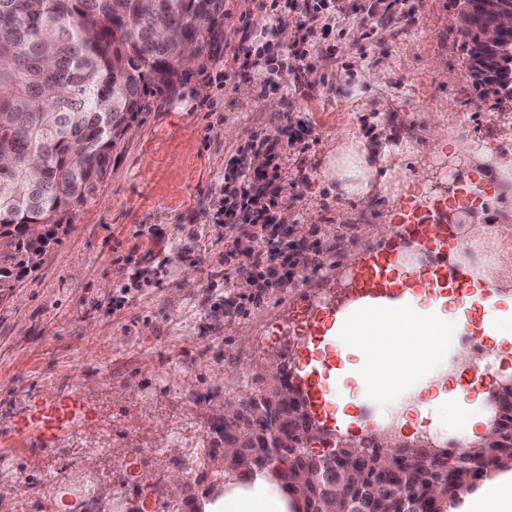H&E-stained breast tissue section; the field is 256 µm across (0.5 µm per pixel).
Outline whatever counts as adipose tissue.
Returning a JSON list of instances; mask_svg holds the SVG:
<instances>
[{
  "mask_svg": "<svg viewBox=\"0 0 512 512\" xmlns=\"http://www.w3.org/2000/svg\"><path fill=\"white\" fill-rule=\"evenodd\" d=\"M408 152L403 141L379 149L350 135L324 174L338 192L363 204L396 187L426 191L425 174L410 177L401 166ZM478 277L491 296L481 292L460 299L407 278L395 298L365 296L337 311L326 332L337 363L327 367L324 383L341 429L362 426L358 408L380 400L398 406L399 427L406 431L444 438L453 429L470 441L489 432L486 394L476 384H459L469 356L464 347L449 346L448 335L477 325L499 359L512 356V268L498 266ZM501 286L506 289L502 295L497 292ZM287 483L282 464L245 480L227 477L223 497L206 505L205 512H301V501L287 492ZM447 512H512V469L491 473L479 487L448 502Z\"/></svg>",
  "mask_w": 512,
  "mask_h": 512,
  "instance_id": "1",
  "label": "adipose tissue"
}]
</instances>
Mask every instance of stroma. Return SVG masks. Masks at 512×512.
<instances>
[{
    "label": "stroma",
    "mask_w": 512,
    "mask_h": 512,
    "mask_svg": "<svg viewBox=\"0 0 512 512\" xmlns=\"http://www.w3.org/2000/svg\"><path fill=\"white\" fill-rule=\"evenodd\" d=\"M372 0H333L321 27L267 19L260 0H224L230 47L210 61L180 101L139 115L112 152L96 195L74 215L69 232L12 295L0 297V455L19 460L0 472V512H44L71 471L91 476L98 506L167 501L166 480L188 448L209 449V426L258 390L272 362L305 366L322 358L288 327L318 314L316 301L345 297L343 278L356 259L399 239L429 266L433 251L413 237L403 214L432 208L437 193L472 187L503 174L512 161V102L480 97L451 23L453 0H401L394 14L369 11ZM253 24L241 31V17ZM376 31L360 39L362 27ZM306 53L299 73L281 71L279 89L263 86L253 59L235 56L241 38ZM499 116L488 126V114ZM303 123L310 136L284 145V127ZM493 149L495 162L438 153L435 131ZM363 137L381 147L407 138V170L450 167L447 184L424 202L402 199L364 206L339 197L323 171L337 140ZM279 155L278 173L290 221L317 239L345 236V255H324L317 269L286 288L265 289L242 308L225 309L239 290L224 286L220 210L232 167L254 140ZM497 238L495 261L512 264V193L496 192L474 209ZM67 408L66 427L39 424ZM184 436L172 448V430ZM107 443L109 455L98 451ZM133 472L135 484L122 475ZM39 492L12 493L23 474Z\"/></svg>",
    "instance_id": "stroma-1"
}]
</instances>
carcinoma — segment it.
Here are the masks:
<instances>
[{
    "label": "carcinoma",
    "mask_w": 512,
    "mask_h": 512,
    "mask_svg": "<svg viewBox=\"0 0 512 512\" xmlns=\"http://www.w3.org/2000/svg\"><path fill=\"white\" fill-rule=\"evenodd\" d=\"M464 18L460 28L469 69L481 94L512 101V70L498 62V49L485 45L480 31L489 19L485 0H455ZM224 50V0H0V295H10L36 271L65 236L72 217L94 197L112 165V150L143 112L158 100L173 102L209 61ZM266 169L252 162L233 170L234 179L254 184ZM41 225L38 233L30 232ZM270 254L288 253L296 242L281 229L278 214L261 230L236 229ZM226 284L247 280L257 288L283 287L277 268L242 261ZM489 400L495 447L472 449L491 455L490 467L451 464L444 496L431 495L439 475L402 463L375 440L364 486H347L336 501H324L322 485L296 489L299 469L324 460L314 443L310 419L288 417V408L246 399L248 438L240 443L254 457V470L273 465L268 448L274 433L288 439V488L304 500L305 512H374L383 506L402 512L401 486L416 493L414 512H447L458 496L455 482L476 487L492 467L512 464V386H497Z\"/></svg>",
    "instance_id": "carcinoma-1"
}]
</instances>
